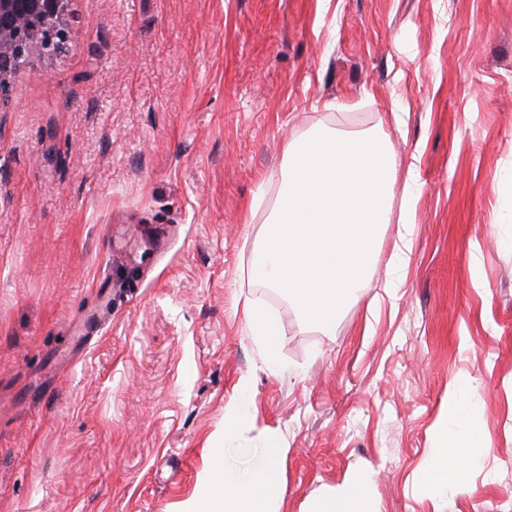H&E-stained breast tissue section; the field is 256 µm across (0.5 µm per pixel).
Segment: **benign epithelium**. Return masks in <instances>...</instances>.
<instances>
[{
	"label": "benign epithelium",
	"mask_w": 512,
	"mask_h": 512,
	"mask_svg": "<svg viewBox=\"0 0 512 512\" xmlns=\"http://www.w3.org/2000/svg\"><path fill=\"white\" fill-rule=\"evenodd\" d=\"M66 6L67 0H0V86L6 85L16 64L29 63L44 55L31 36H20L14 27L26 18L34 20L36 28L52 26L57 33V39L47 43V51L52 52L60 47L63 39L60 25Z\"/></svg>",
	"instance_id": "7a95c632"
}]
</instances>
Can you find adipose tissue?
Instances as JSON below:
<instances>
[{"label":"adipose tissue","instance_id":"1","mask_svg":"<svg viewBox=\"0 0 512 512\" xmlns=\"http://www.w3.org/2000/svg\"><path fill=\"white\" fill-rule=\"evenodd\" d=\"M243 313L263 369L275 375L285 373L278 317L249 296ZM252 403V382L241 377L225 410L224 440L206 449L195 489L179 502L176 512H279L288 443L272 432L257 445L240 444V430L253 417ZM434 438L429 460L417 476V490L435 512H446L449 493L481 470L487 456L481 406L471 396L468 379L457 376L449 381L448 400L434 424ZM372 484L371 474L350 473L327 494L313 498L308 512H372Z\"/></svg>","mask_w":512,"mask_h":512}]
</instances>
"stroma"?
<instances>
[{
    "instance_id": "35a3bbf8",
    "label": "stroma",
    "mask_w": 512,
    "mask_h": 512,
    "mask_svg": "<svg viewBox=\"0 0 512 512\" xmlns=\"http://www.w3.org/2000/svg\"><path fill=\"white\" fill-rule=\"evenodd\" d=\"M59 51L0 106V512H172L241 376L289 446L281 512L354 471L416 489L448 381L482 408V472L446 512H512V0H69ZM402 123H395L394 113ZM388 138L413 189L332 333L244 279L290 141ZM281 325L260 368L241 295ZM495 192L497 195V216L508 217V225L504 221L495 224L496 227L508 226L511 229L512 222V175L511 173L495 178ZM411 195H406L405 201L403 202L399 217L398 224H400L399 234L400 239L403 242V246L406 251H401L398 261L400 264H404L408 261L410 253V235L412 233V224H414V211L411 204Z\"/></svg>"
}]
</instances>
